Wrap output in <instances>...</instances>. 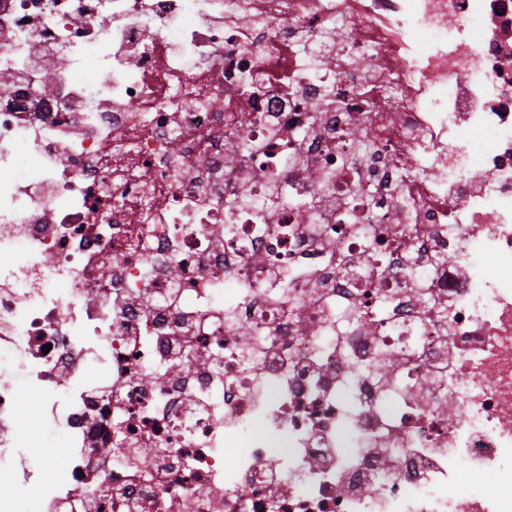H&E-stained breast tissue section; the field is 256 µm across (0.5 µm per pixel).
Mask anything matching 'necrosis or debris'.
<instances>
[{
	"instance_id": "4bbe7bcc",
	"label": "necrosis or debris",
	"mask_w": 512,
	"mask_h": 512,
	"mask_svg": "<svg viewBox=\"0 0 512 512\" xmlns=\"http://www.w3.org/2000/svg\"><path fill=\"white\" fill-rule=\"evenodd\" d=\"M0 512H512V0H0Z\"/></svg>"
}]
</instances>
